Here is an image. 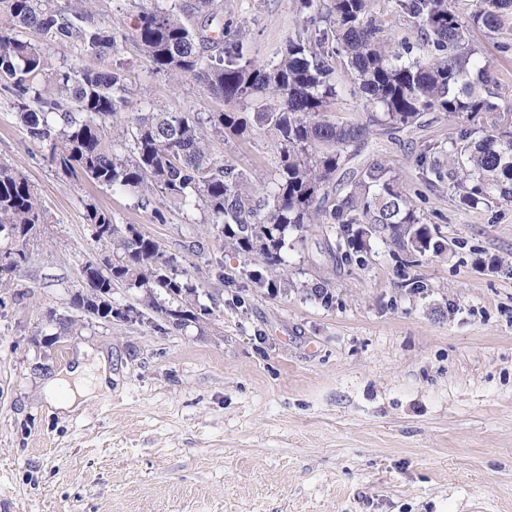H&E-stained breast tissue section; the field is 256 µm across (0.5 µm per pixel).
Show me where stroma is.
<instances>
[{"mask_svg": "<svg viewBox=\"0 0 512 512\" xmlns=\"http://www.w3.org/2000/svg\"><path fill=\"white\" fill-rule=\"evenodd\" d=\"M166 0H93L97 27L128 33ZM247 54L273 59L299 23L295 0H224ZM512 94V16L473 31ZM134 108L221 112L192 78L153 69L133 41L111 56ZM459 125L430 112L400 143L375 135L353 164L379 160L409 190L426 144ZM216 156L266 182L279 151L252 132L214 139ZM0 159L48 210L47 242L0 267V512H512V206L419 207L449 243L401 264L372 241L366 266L333 265L323 228L286 236L288 290L251 282V264L200 210L155 221L137 194L64 170L0 89ZM131 224L176 257L213 313L179 329L120 284L112 304L140 318L82 315L72 298L87 263L111 258L86 207ZM324 285L330 302L302 293ZM75 319L72 330L57 320ZM83 347L112 359L111 390L71 414L44 385Z\"/></svg>", "mask_w": 512, "mask_h": 512, "instance_id": "obj_1", "label": "stroma"}]
</instances>
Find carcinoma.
Returning a JSON list of instances; mask_svg holds the SVG:
<instances>
[{"instance_id": "carcinoma-1", "label": "carcinoma", "mask_w": 512, "mask_h": 512, "mask_svg": "<svg viewBox=\"0 0 512 512\" xmlns=\"http://www.w3.org/2000/svg\"><path fill=\"white\" fill-rule=\"evenodd\" d=\"M298 28L267 64L247 58L239 36H228L217 0H168L139 10L131 38L158 72L193 78L226 103L254 100L249 117L236 112L128 113L127 77L121 69L95 70L75 57L60 64L51 51L78 44L103 58L117 49L114 33L93 24L90 0H0V87L18 101V119L33 137L52 145L66 169L112 189H133L142 200L178 209H204L224 242L253 257L261 269L252 280L270 289L285 275V233L299 241L312 224L327 225L325 249L335 262H363L380 239L413 255H441L448 241L425 222L390 167L375 161L349 168L378 131L390 137L418 124L428 112H444L461 124L444 147L428 145L418 175L431 192L461 205H512V97L504 98L489 61L469 43L473 30L497 32L512 0H477L462 16L455 0H391L431 47L413 54L409 41L386 44L374 16L375 0H298ZM202 23H197L199 15ZM19 28L43 37L20 39ZM351 76L350 95L362 117L339 121L328 112L342 87L337 70ZM39 103L32 109L29 100ZM249 128L271 131L281 159L271 191L215 157L208 132L237 136ZM342 178H337V174ZM87 220L97 241L112 246V261L88 263L72 304L92 305L102 288L125 283L173 328L212 314L195 307L197 287L177 273L147 233L115 223L90 204ZM51 223L37 192L11 163L0 160V240L7 267L29 260L33 235ZM178 302L174 309L160 296Z\"/></svg>"}]
</instances>
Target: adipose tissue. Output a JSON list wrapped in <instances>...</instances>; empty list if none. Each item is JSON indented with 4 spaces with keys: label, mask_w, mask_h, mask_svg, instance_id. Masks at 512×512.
<instances>
[{
    "label": "adipose tissue",
    "mask_w": 512,
    "mask_h": 512,
    "mask_svg": "<svg viewBox=\"0 0 512 512\" xmlns=\"http://www.w3.org/2000/svg\"><path fill=\"white\" fill-rule=\"evenodd\" d=\"M107 361L96 357L92 367L63 371L45 387L51 405L64 411L79 409L95 391L105 389Z\"/></svg>",
    "instance_id": "adipose-tissue-1"
}]
</instances>
